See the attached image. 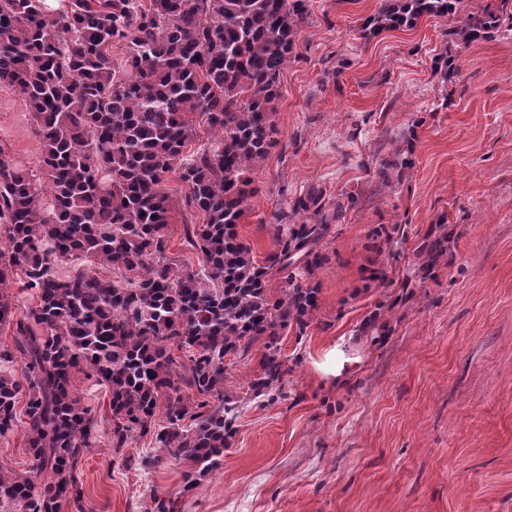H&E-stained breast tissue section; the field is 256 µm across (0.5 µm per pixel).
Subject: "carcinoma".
<instances>
[{"label": "carcinoma", "instance_id": "obj_1", "mask_svg": "<svg viewBox=\"0 0 512 512\" xmlns=\"http://www.w3.org/2000/svg\"><path fill=\"white\" fill-rule=\"evenodd\" d=\"M306 15V0H0V85L27 99L47 178L42 187L0 160V326L14 336L0 362L24 364L28 448L38 470L53 474L39 492L28 476L0 474V508L61 512L71 502L82 512L73 470L93 444L89 411L71 389L75 371L110 390L114 451L133 432L151 431L157 448L194 465L186 490L195 489L236 434L225 357L255 336L306 327L292 299L269 300L265 277L309 255L316 225L344 206L325 212L313 190L273 213L280 250L267 266L236 230L249 173L278 144L272 103ZM424 15L453 20L448 35L464 48L501 25L491 10L483 18L465 11L463 0H384L363 29L412 27ZM116 42L127 47L128 79L112 60ZM198 118L220 141L188 158ZM169 175L189 185L186 205L205 216L186 230L202 254L198 272L178 271L166 256L173 206L159 185ZM88 258L123 270V281L52 272ZM16 266L39 297L21 314L6 293ZM173 346L191 352L181 373ZM263 370L251 383L258 393L280 363L267 359ZM183 387L203 400L184 399ZM163 389L172 390L167 425L154 429ZM20 392L0 375V436L16 425Z\"/></svg>", "mask_w": 512, "mask_h": 512}]
</instances>
